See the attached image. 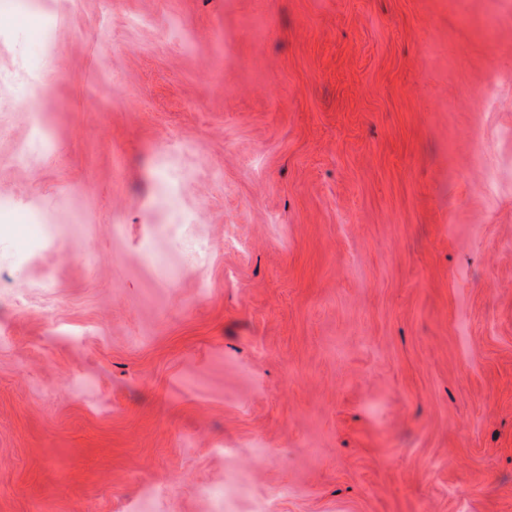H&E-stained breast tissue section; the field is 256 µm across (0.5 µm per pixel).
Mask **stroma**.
I'll return each instance as SVG.
<instances>
[{"label": "stroma", "mask_w": 512, "mask_h": 512, "mask_svg": "<svg viewBox=\"0 0 512 512\" xmlns=\"http://www.w3.org/2000/svg\"><path fill=\"white\" fill-rule=\"evenodd\" d=\"M492 67L512 0H0V512H512Z\"/></svg>", "instance_id": "1"}]
</instances>
